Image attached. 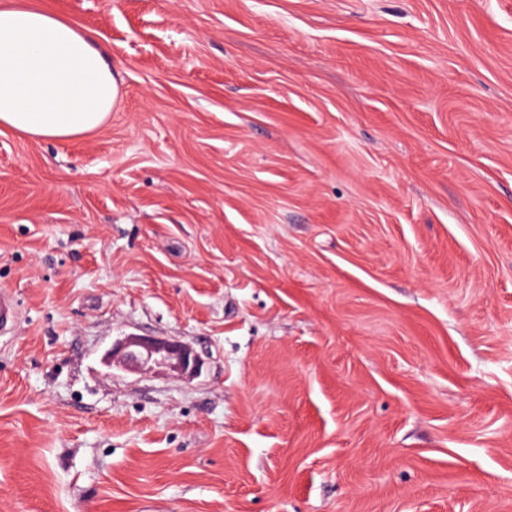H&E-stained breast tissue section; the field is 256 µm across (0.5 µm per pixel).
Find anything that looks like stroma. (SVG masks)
Here are the masks:
<instances>
[{"label": "stroma", "mask_w": 512, "mask_h": 512, "mask_svg": "<svg viewBox=\"0 0 512 512\" xmlns=\"http://www.w3.org/2000/svg\"><path fill=\"white\" fill-rule=\"evenodd\" d=\"M28 2L119 101L0 128V512H512V0ZM17 301L14 295L5 290H0V334H7L14 326L17 319ZM108 368L118 367L130 372L169 369L192 380L200 372L202 360L187 344L153 336L128 335L112 342L103 355Z\"/></svg>", "instance_id": "stroma-1"}]
</instances>
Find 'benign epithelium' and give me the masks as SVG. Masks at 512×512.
<instances>
[{"label": "benign epithelium", "mask_w": 512, "mask_h": 512, "mask_svg": "<svg viewBox=\"0 0 512 512\" xmlns=\"http://www.w3.org/2000/svg\"><path fill=\"white\" fill-rule=\"evenodd\" d=\"M103 363L130 372L169 369L188 380L194 379L202 366L198 353L183 342L136 335L113 341L103 355Z\"/></svg>", "instance_id": "1"}]
</instances>
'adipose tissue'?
Instances as JSON below:
<instances>
[{
  "instance_id": "ef3b65f1",
  "label": "adipose tissue",
  "mask_w": 512,
  "mask_h": 512,
  "mask_svg": "<svg viewBox=\"0 0 512 512\" xmlns=\"http://www.w3.org/2000/svg\"><path fill=\"white\" fill-rule=\"evenodd\" d=\"M119 96L107 56L49 11L0 5V127L39 138L82 137L108 119Z\"/></svg>"
}]
</instances>
